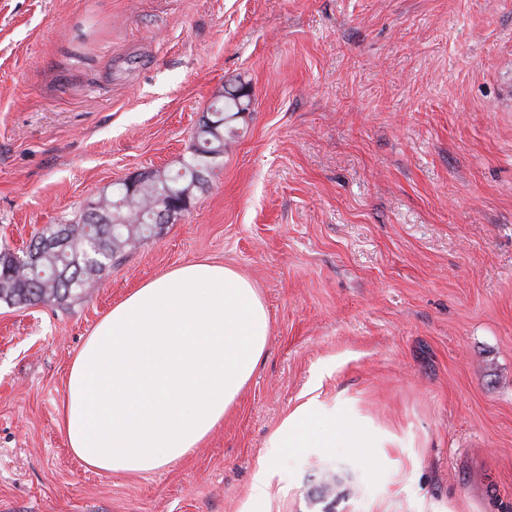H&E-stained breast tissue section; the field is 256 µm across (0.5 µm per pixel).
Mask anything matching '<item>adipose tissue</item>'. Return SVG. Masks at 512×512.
Returning <instances> with one entry per match:
<instances>
[{
	"mask_svg": "<svg viewBox=\"0 0 512 512\" xmlns=\"http://www.w3.org/2000/svg\"><path fill=\"white\" fill-rule=\"evenodd\" d=\"M270 318L252 283L208 260L173 268L113 305L74 356L60 426L97 470L149 473L186 457L223 424L263 357ZM368 448L355 427L306 404L271 450Z\"/></svg>",
	"mask_w": 512,
	"mask_h": 512,
	"instance_id": "obj_1",
	"label": "adipose tissue"
}]
</instances>
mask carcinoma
<instances>
[{
    "mask_svg": "<svg viewBox=\"0 0 512 512\" xmlns=\"http://www.w3.org/2000/svg\"><path fill=\"white\" fill-rule=\"evenodd\" d=\"M224 155V126L198 134L190 155L178 166L149 176L143 192L130 198L123 183L104 196L108 222L82 211L78 222L68 225V244L63 254H43L38 269L13 267L0 251V300L12 305L36 306L61 303L84 293L112 267L118 254L153 233L155 211L169 192L192 183L202 171Z\"/></svg>",
    "mask_w": 512,
    "mask_h": 512,
    "instance_id": "carcinoma-1",
    "label": "carcinoma"
}]
</instances>
